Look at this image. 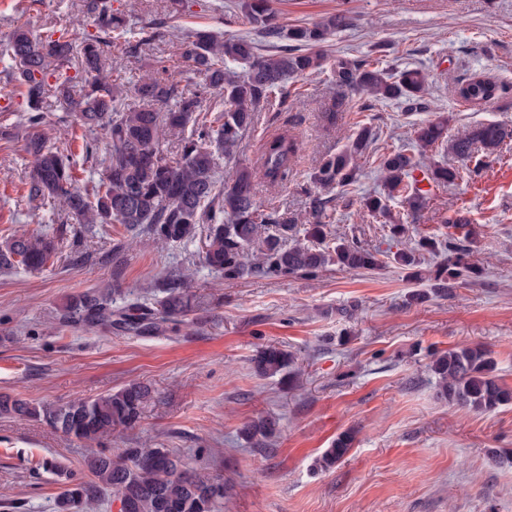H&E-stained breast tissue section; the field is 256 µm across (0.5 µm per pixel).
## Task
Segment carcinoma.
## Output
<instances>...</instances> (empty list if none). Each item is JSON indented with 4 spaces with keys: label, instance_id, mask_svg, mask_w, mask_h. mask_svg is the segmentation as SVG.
<instances>
[{
    "label": "carcinoma",
    "instance_id": "carcinoma-1",
    "mask_svg": "<svg viewBox=\"0 0 512 512\" xmlns=\"http://www.w3.org/2000/svg\"><path fill=\"white\" fill-rule=\"evenodd\" d=\"M240 10L263 35L273 54L260 52L257 41L241 35H218L199 30L185 42L184 57L205 73L206 89L220 100L203 108L201 94H183L161 68L141 79L137 93L142 105L122 106L112 90L106 69L111 34L126 29L123 14L112 9V0H89L88 14L97 34L73 35L68 40H35L27 30H14L7 50L14 78L26 88L28 135L24 150L32 157L27 175V196L44 207L61 210L83 224H122L129 230L143 228L161 244H177L204 236L202 260L214 273L233 283L248 275L312 279L329 265L349 271L374 270L381 265L378 252L356 241L327 243L328 211L349 194L357 181L360 161L377 134L362 124L345 146L325 155L310 174L306 216L285 218L261 208L258 186H282L293 176L298 144L286 132L276 133L264 144L256 161H239L246 134L255 123L256 109L270 96L283 92L288 78L310 75L330 64L340 88L363 92L376 100H399L413 110L422 107L427 75L417 68H384L368 60L342 55L327 59L324 44L329 36L351 24L338 11L313 26H288L278 22L270 0H241ZM229 62L245 65L242 75L226 69ZM73 63L81 67L80 88L61 70ZM57 75V97L75 112L81 125L98 127L107 139L104 171L91 186L81 187L74 175L72 155L47 145L44 95L46 78ZM460 99L485 104L501 86L481 74L457 85ZM180 134L177 157L171 159L161 146L162 132ZM448 117L412 124V141L421 151L449 150L465 161L475 151L498 154L512 144V131L497 123H484L448 139ZM224 153V165H233L223 185L215 177V153ZM380 190L360 200V218L384 219L387 236L398 244L408 236V218L421 210L438 189L455 184L458 169L427 165L403 150L379 156ZM399 198L405 216L394 217L387 201ZM303 233V239L297 233ZM476 231L458 219L448 225V235L437 241L421 237L419 250L445 252L443 261L427 272L417 268L413 250L400 248L393 260L420 284L429 283L439 297L479 281L485 268L471 259L470 243ZM60 253L59 241L43 232L13 234L0 246V269L23 267L39 271ZM198 306L184 274L170 276L150 298L125 296L123 305L95 290L73 297L60 313L67 324L85 328H119L135 336H156L187 324ZM292 361L291 355L269 345L253 358L260 377H274ZM495 360L482 346L460 344L439 354L429 364L438 394L451 405L479 412L512 405V388L494 374ZM151 397L150 386L132 382L97 398H78L63 406H37L26 399L0 393V416L42 419L51 428L80 441L102 443L118 426H133ZM277 422L260 417L242 432L250 438L275 433ZM354 441L350 431L339 434L321 457L329 468L342 460ZM93 479L73 484L56 500V512H74L80 505H94L103 496L121 505L120 512H217L224 500V480L189 467L166 448H127L115 461L107 448L86 460Z\"/></svg>",
    "mask_w": 512,
    "mask_h": 512
}]
</instances>
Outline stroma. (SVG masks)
<instances>
[{
    "instance_id": "1",
    "label": "stroma",
    "mask_w": 512,
    "mask_h": 512,
    "mask_svg": "<svg viewBox=\"0 0 512 512\" xmlns=\"http://www.w3.org/2000/svg\"><path fill=\"white\" fill-rule=\"evenodd\" d=\"M87 3L0 0V243L14 232L42 231L63 244L42 271H0V393L61 405L133 381L148 384L152 396L140 422L116 428L106 442L113 459L126 448L173 450L223 478L219 512H512V406L476 412L448 404L427 370L434 355L476 344L490 351L497 378L512 387V152H478L464 162L440 150L423 155L459 167L461 177L427 200L410 237H442L449 221L464 216L478 230L471 249L486 269L479 283L451 297L406 305L414 283L393 261L381 224L358 216L361 197L379 185L380 153L408 148L412 124L444 115L452 136L485 122L512 129V0H271L288 25L347 11L351 24L329 37L328 56L417 67L429 79L425 107L416 112L395 101L360 111L366 94L338 88L327 71L289 79L288 100L258 107L243 142L245 162L256 160L272 134L288 132L299 144L293 181L260 185L258 201L299 217L309 210L301 187L322 157L340 150L359 123L374 127L377 141L361 161L359 180L329 222L333 237L378 250L383 265H332L313 280L249 276L231 284L200 263L202 239L162 246L119 224L78 223L26 197L27 99L5 46L21 25L42 39L72 30ZM237 3L112 0L127 19L109 49L110 80L125 105H139L142 76L161 66L180 91L202 92L206 76L183 58L182 44L198 28L257 37ZM153 22L154 41L135 49L140 27ZM474 73L500 84L496 99L461 102L456 83ZM45 107L50 143L79 156L80 184L96 182L104 167L82 154L85 146L103 147L102 130L80 125L54 90H47ZM119 243L116 266L112 248ZM175 272L190 275L201 298L180 332L142 338L58 320L74 295L119 288L148 297ZM269 345L292 354L294 383L255 373L253 359ZM266 415L279 431L259 446L241 429ZM347 430L356 433L348 454L321 467L324 451ZM492 448L498 460L490 459ZM90 451V443L43 421L0 416V512H55L66 479L46 461L86 481Z\"/></svg>"
}]
</instances>
